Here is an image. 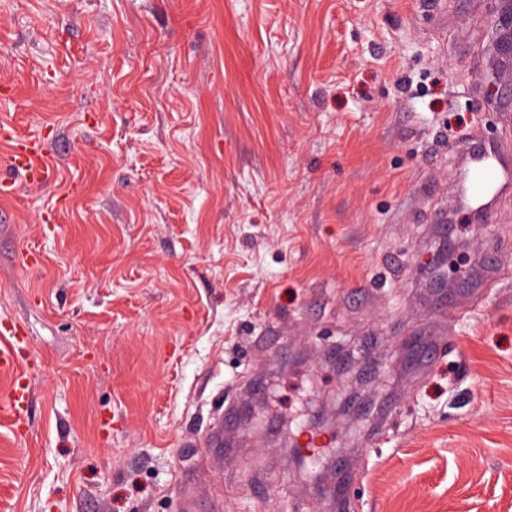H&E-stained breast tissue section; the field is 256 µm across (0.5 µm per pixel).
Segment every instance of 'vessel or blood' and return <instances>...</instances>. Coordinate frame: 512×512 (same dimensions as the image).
I'll return each instance as SVG.
<instances>
[{
    "label": "vessel or blood",
    "instance_id": "1",
    "mask_svg": "<svg viewBox=\"0 0 512 512\" xmlns=\"http://www.w3.org/2000/svg\"><path fill=\"white\" fill-rule=\"evenodd\" d=\"M0 142L7 152L0 166L22 173L28 184H40L47 178L43 159L47 149L43 141L18 134L0 126ZM459 168V196L484 222H491L500 204L512 197V141L473 136L456 154ZM19 329L0 324V378L8 386L0 392V420L8 422L17 435H24L29 424L31 375L23 368Z\"/></svg>",
    "mask_w": 512,
    "mask_h": 512
}]
</instances>
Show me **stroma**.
Wrapping results in <instances>:
<instances>
[{"label":"stroma","mask_w":512,"mask_h":512,"mask_svg":"<svg viewBox=\"0 0 512 512\" xmlns=\"http://www.w3.org/2000/svg\"><path fill=\"white\" fill-rule=\"evenodd\" d=\"M492 0H0V123L50 173L0 196V319L32 369L0 512H512V200L457 209L454 147L501 135ZM453 339L417 379L411 341ZM279 347L257 350L268 327ZM257 374L265 417L210 456ZM398 410L379 425L378 403ZM329 444L298 468L292 422Z\"/></svg>","instance_id":"1"}]
</instances>
